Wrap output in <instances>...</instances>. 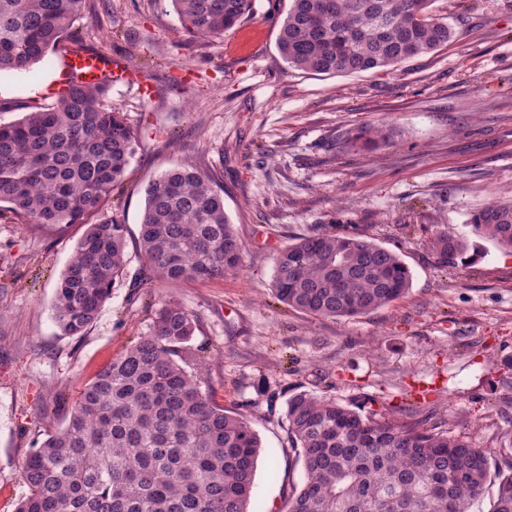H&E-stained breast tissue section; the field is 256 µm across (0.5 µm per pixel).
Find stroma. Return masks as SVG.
<instances>
[{"mask_svg": "<svg viewBox=\"0 0 512 512\" xmlns=\"http://www.w3.org/2000/svg\"><path fill=\"white\" fill-rule=\"evenodd\" d=\"M74 24L87 48L124 56L128 82L109 87L137 138L126 180L112 193L127 225L128 265L93 326L62 335L53 318L59 278L85 228H36L0 219V512L28 491L25 457L55 433L82 387L150 330L151 303L175 301L196 321L192 347L214 401L247 416L263 451L251 512H280L302 486L284 454L286 402L296 392L363 412L402 407L490 451L498 472L512 453V251L479 236L471 214L512 199V0H434L455 38L398 69L323 75L289 68L277 47L289 0H255L224 36H187L167 0H106ZM33 73L0 74V123ZM155 86L142 97L139 78ZM380 124L390 139L368 152L347 132ZM189 160L224 192L244 247L239 273L135 289L149 181ZM450 228L467 244L443 268L429 247ZM316 229L363 233L399 253L406 295L368 314L326 318L271 294L278 250Z\"/></svg>", "mask_w": 512, "mask_h": 512, "instance_id": "stroma-1", "label": "stroma"}]
</instances>
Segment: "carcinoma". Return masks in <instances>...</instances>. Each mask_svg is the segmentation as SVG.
Wrapping results in <instances>:
<instances>
[{"label":"carcinoma","mask_w":512,"mask_h":512,"mask_svg":"<svg viewBox=\"0 0 512 512\" xmlns=\"http://www.w3.org/2000/svg\"><path fill=\"white\" fill-rule=\"evenodd\" d=\"M186 33L216 38L255 0H168ZM432 0H290L278 49L288 67L317 74L394 69L448 45V18ZM94 0H0V72H30L48 52L84 49L72 28ZM107 88L78 81L51 98H26V114L0 124V204L22 223L86 230L56 287L65 336L97 320L126 267V225L112 191L135 152L125 113ZM368 124L347 145L389 139ZM476 232L512 249V201L470 218ZM430 249L454 267L467 249L436 231ZM137 248L147 274L137 287L237 273L243 246L212 177L185 162L145 188ZM411 275L398 253L364 234L313 231L279 250L271 293L308 314L352 318L403 297ZM193 316L163 301L153 326L85 384L65 425L27 455L28 493L15 512H249L262 446L250 421L202 390ZM289 449L306 481L283 512H469L490 481L488 449L422 428L412 412L362 414L304 391L287 404ZM498 473L492 512H512V461Z\"/></svg>","instance_id":"obj_1"}]
</instances>
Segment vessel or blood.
<instances>
[{
  "label": "vessel or blood",
  "mask_w": 512,
  "mask_h": 512,
  "mask_svg": "<svg viewBox=\"0 0 512 512\" xmlns=\"http://www.w3.org/2000/svg\"><path fill=\"white\" fill-rule=\"evenodd\" d=\"M112 84L128 80V68L122 58L106 53L101 49H87L70 53L59 76L48 86L46 93H55L65 88L70 79Z\"/></svg>",
  "instance_id": "obj_1"
}]
</instances>
